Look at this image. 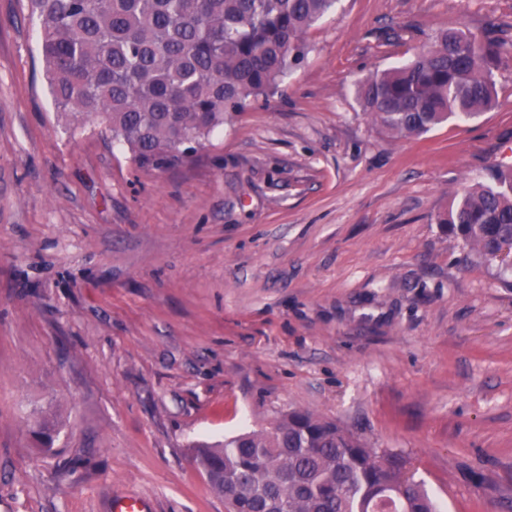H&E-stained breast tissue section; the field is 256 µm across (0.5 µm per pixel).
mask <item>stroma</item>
Wrapping results in <instances>:
<instances>
[{
	"label": "stroma",
	"mask_w": 512,
	"mask_h": 512,
	"mask_svg": "<svg viewBox=\"0 0 512 512\" xmlns=\"http://www.w3.org/2000/svg\"><path fill=\"white\" fill-rule=\"evenodd\" d=\"M448 27L512 41V0H337L273 96L156 168L61 114L0 0V512H226L191 445L292 410L404 453L444 512H512V266L437 221L512 172V61L418 137L355 94ZM112 512H153L154 507L147 498L136 495H124L112 499Z\"/></svg>",
	"instance_id": "stroma-1"
}]
</instances>
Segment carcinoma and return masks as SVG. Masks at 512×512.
I'll return each mask as SVG.
<instances>
[{
	"label": "carcinoma",
	"instance_id": "1",
	"mask_svg": "<svg viewBox=\"0 0 512 512\" xmlns=\"http://www.w3.org/2000/svg\"><path fill=\"white\" fill-rule=\"evenodd\" d=\"M337 0H29L57 108L105 124L146 165L176 161L278 91L309 29ZM512 43L462 28L435 33L411 61L375 70L359 103L386 132L421 135L496 104L493 70ZM457 194L437 223L486 261L512 248V174ZM33 434L50 446L46 410ZM193 453L228 512H438L400 453L311 412L199 443Z\"/></svg>",
	"mask_w": 512,
	"mask_h": 512
}]
</instances>
